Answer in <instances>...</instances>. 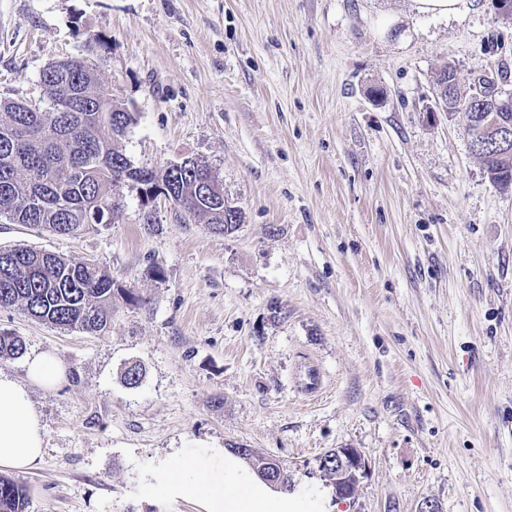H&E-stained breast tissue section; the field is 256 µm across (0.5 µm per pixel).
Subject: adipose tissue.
Here are the masks:
<instances>
[{
  "label": "adipose tissue",
  "mask_w": 512,
  "mask_h": 512,
  "mask_svg": "<svg viewBox=\"0 0 512 512\" xmlns=\"http://www.w3.org/2000/svg\"><path fill=\"white\" fill-rule=\"evenodd\" d=\"M27 375L25 385L0 375V467L17 471L31 468L44 449L41 416L27 387L54 388L65 368L54 355L41 353L28 360ZM150 487L167 495L190 494L205 512H322L320 505H304L266 484L242 458L223 448L192 454L176 450L172 461L152 474Z\"/></svg>",
  "instance_id": "1"
}]
</instances>
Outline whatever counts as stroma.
<instances>
[{"label": "stroma", "instance_id": "1", "mask_svg": "<svg viewBox=\"0 0 512 512\" xmlns=\"http://www.w3.org/2000/svg\"><path fill=\"white\" fill-rule=\"evenodd\" d=\"M71 57L135 113L134 166L203 160L242 219L217 235L162 200L149 226L126 184L114 224L0 222L1 248L97 263L138 298L101 334L0 310L27 346L1 374L25 381L38 353L67 368L30 389L44 454L10 473L27 512H203L144 480L173 449L232 444L301 483L358 449L354 501L301 495L327 512H512V192L433 86L491 67L512 94V17L494 0L449 18L413 0H0V98L39 102ZM311 364L316 396L295 388Z\"/></svg>", "mask_w": 512, "mask_h": 512}]
</instances>
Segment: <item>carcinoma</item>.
<instances>
[{"label":"carcinoma","instance_id":"carcinoma-1","mask_svg":"<svg viewBox=\"0 0 512 512\" xmlns=\"http://www.w3.org/2000/svg\"><path fill=\"white\" fill-rule=\"evenodd\" d=\"M69 88L80 93L73 111L53 105L21 111L12 99H0V215L15 224L45 227L58 235H73L91 224H110L121 214L122 199L112 195L126 183L142 188V206L149 207L156 191L169 182L166 172L137 168L116 146L134 114L112 105V94L100 82L88 60H75L67 75ZM491 182L512 190V152L501 154L492 144L478 155ZM206 162L190 159L178 186L185 207L206 219L211 231L224 234L237 225L233 215L217 210L214 201L196 190ZM137 298L116 286L112 275L93 263H74L52 252L29 247L0 249V309L21 307L32 318L61 329L88 333L104 331L112 319L116 297ZM24 340L0 333V358H19ZM232 450L263 477L267 465L281 466L279 489L295 493L297 484L279 460L240 447ZM321 467L307 477L332 487L338 500L350 494L348 484L336 482V450L322 455ZM28 489L0 475V512H25Z\"/></svg>","mask_w":512,"mask_h":512}]
</instances>
